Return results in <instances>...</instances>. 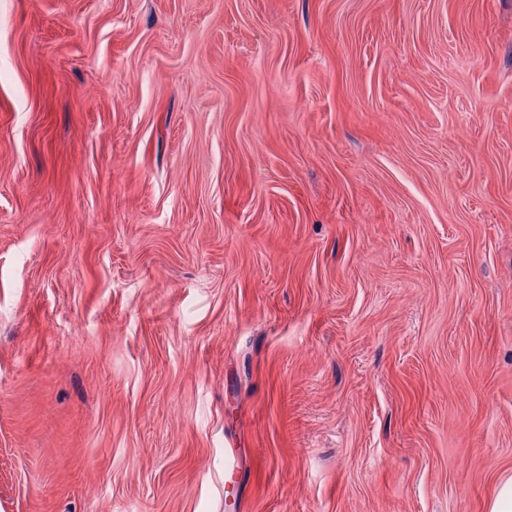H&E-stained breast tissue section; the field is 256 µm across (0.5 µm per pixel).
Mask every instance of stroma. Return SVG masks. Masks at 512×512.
<instances>
[{"instance_id":"1","label":"stroma","mask_w":512,"mask_h":512,"mask_svg":"<svg viewBox=\"0 0 512 512\" xmlns=\"http://www.w3.org/2000/svg\"><path fill=\"white\" fill-rule=\"evenodd\" d=\"M509 476L512 0H0V512Z\"/></svg>"}]
</instances>
